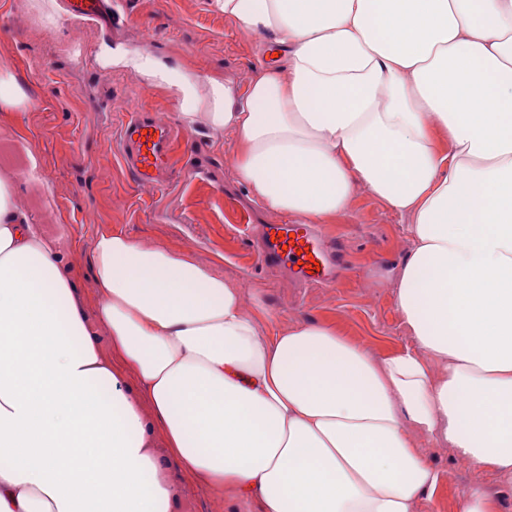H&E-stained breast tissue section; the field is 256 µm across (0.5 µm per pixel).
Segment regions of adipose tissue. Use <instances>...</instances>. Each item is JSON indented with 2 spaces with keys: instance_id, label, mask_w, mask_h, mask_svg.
Wrapping results in <instances>:
<instances>
[{
  "instance_id": "adipose-tissue-1",
  "label": "adipose tissue",
  "mask_w": 512,
  "mask_h": 512,
  "mask_svg": "<svg viewBox=\"0 0 512 512\" xmlns=\"http://www.w3.org/2000/svg\"><path fill=\"white\" fill-rule=\"evenodd\" d=\"M211 4L277 61L204 82L99 58L230 136L264 208L317 224L363 191L408 216L411 343L264 335L239 286L120 232L92 242L86 306L0 177V512H178L171 458L261 512H416L443 481L420 438L512 481V0Z\"/></svg>"
}]
</instances>
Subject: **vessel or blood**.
Returning a JSON list of instances; mask_svg holds the SVG:
<instances>
[{
  "mask_svg": "<svg viewBox=\"0 0 512 512\" xmlns=\"http://www.w3.org/2000/svg\"><path fill=\"white\" fill-rule=\"evenodd\" d=\"M108 9L106 0H69L72 15L96 18ZM179 137L170 124L137 112L122 123L119 156L143 183L163 187L174 164L173 148ZM261 260L284 259L306 283L323 284L333 277L319 245V237L306 224H271L260 254Z\"/></svg>",
  "mask_w": 512,
  "mask_h": 512,
  "instance_id": "obj_1",
  "label": "vessel or blood"
}]
</instances>
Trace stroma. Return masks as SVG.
<instances>
[{
    "label": "stroma",
    "mask_w": 512,
    "mask_h": 512,
    "mask_svg": "<svg viewBox=\"0 0 512 512\" xmlns=\"http://www.w3.org/2000/svg\"><path fill=\"white\" fill-rule=\"evenodd\" d=\"M42 0H0V61L29 100L21 126L0 115V170L14 171L18 205L70 254L71 280L87 303L96 288L90 262L98 233L121 232L150 248L184 252L230 282L242 285L247 306L259 307L265 332L294 323H325L380 357L411 342L397 308L396 278L410 247L406 217L382 200L358 193L350 207L321 224L341 266L334 282L299 287L287 272L261 264V228L285 215L251 200L233 173L222 132L181 129L179 103L163 87L148 86L134 70L109 67L102 43L168 58L174 69L202 78L239 79L270 58L260 38L240 34L209 0H119L118 16L81 18L61 12L48 23ZM84 38L74 43L73 32ZM141 109L178 126L176 164L164 189L139 182L117 153L119 129ZM427 456L444 474L417 512H453L470 485L494 488V512H512V484L488 469L452 458L447 449Z\"/></svg>",
    "instance_id": "35a3bbf8"
}]
</instances>
